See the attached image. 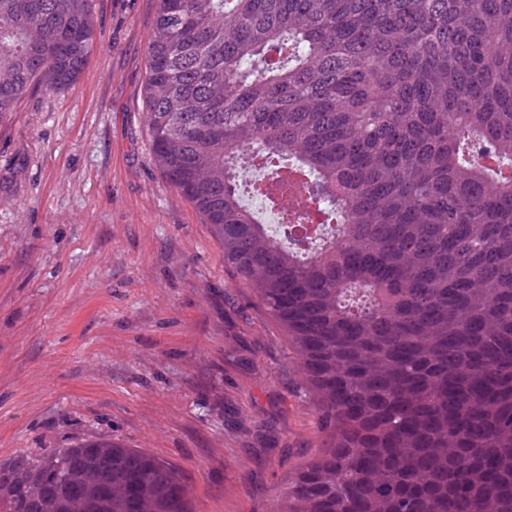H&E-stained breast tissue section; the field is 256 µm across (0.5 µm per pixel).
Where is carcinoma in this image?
I'll return each instance as SVG.
<instances>
[{
    "mask_svg": "<svg viewBox=\"0 0 512 512\" xmlns=\"http://www.w3.org/2000/svg\"><path fill=\"white\" fill-rule=\"evenodd\" d=\"M91 0H0V117L89 61ZM143 104L165 180L284 330L323 448L276 512H512V0H158ZM296 172L322 221L271 227ZM0 512H194L96 441L0 463Z\"/></svg>",
    "mask_w": 512,
    "mask_h": 512,
    "instance_id": "cac0c4a2",
    "label": "carcinoma"
}]
</instances>
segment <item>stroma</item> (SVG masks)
<instances>
[{"label": "stroma", "instance_id": "35a3bbf8", "mask_svg": "<svg viewBox=\"0 0 512 512\" xmlns=\"http://www.w3.org/2000/svg\"><path fill=\"white\" fill-rule=\"evenodd\" d=\"M156 0H92L67 90L0 118V461L111 440L195 512H274L324 435L297 356L157 167L142 103Z\"/></svg>", "mask_w": 512, "mask_h": 512}]
</instances>
